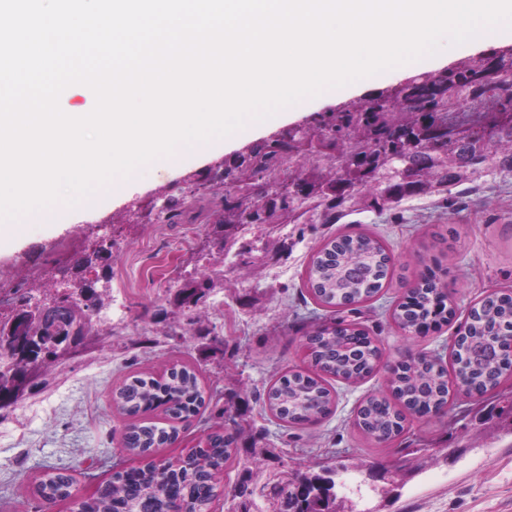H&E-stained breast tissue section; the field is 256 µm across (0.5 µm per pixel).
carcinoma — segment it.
Instances as JSON below:
<instances>
[{
    "label": "carcinoma",
    "mask_w": 512,
    "mask_h": 512,
    "mask_svg": "<svg viewBox=\"0 0 512 512\" xmlns=\"http://www.w3.org/2000/svg\"><path fill=\"white\" fill-rule=\"evenodd\" d=\"M512 57L493 54L461 60L429 80L418 75L391 90L402 110L411 114L404 122H393L394 106L382 95L351 101L334 111L324 123L316 141L320 149L306 147L291 137L288 141H264L251 153L240 156L235 167L224 169V179L236 184L226 190L224 210L234 220L222 223L223 236L216 238L222 248L238 243L248 224H256L255 213L265 210L263 223L280 212L288 213V222L334 224L361 199L369 184H378L371 206L391 208L419 193L445 195L448 205L475 189L487 178L512 174ZM493 103L483 113L486 123L467 127L462 132L448 121V113L461 101ZM316 156L336 160V172L329 181L309 176L303 164L291 171V181L304 189L295 196L293 189L277 202L252 200L239 183L245 177L272 175L287 158ZM401 157V172L384 178L390 157ZM457 192H452V189ZM392 259L384 243L369 234L340 235L324 241L311 255L306 270L310 297L329 312H340L376 297L392 279ZM84 288L73 280L62 298L54 321L61 330L77 326L91 331L93 306L77 298ZM212 288L209 278L180 289L200 301ZM455 315L448 295L437 291L434 276L425 277L420 287L403 297L393 312L400 328L409 323L420 327L447 323ZM28 331L45 336L46 352L37 363L41 372L61 365L51 350L50 326L33 323ZM462 336L455 350V380L459 390L481 400L512 377V293L489 295L471 308L461 326ZM310 350L305 368L288 369L264 390V412L293 427L318 424L329 417L334 398L327 378L357 383L377 371L382 351L377 341L359 322L340 319L316 325L304 332ZM451 393L448 369L441 361L419 354L401 368L392 371L388 392L371 394L358 406L354 425L360 433L377 443H392L404 432L409 415H426L434 408L448 405ZM239 391L224 394L222 424L208 433L202 444L185 458L173 457L157 464L129 467L115 472L100 486L96 496L83 501V512H165L172 500H182L192 512H208L218 496V476L243 465L239 443L244 428L238 420L236 400ZM116 409L132 418L162 409L167 427L132 423L123 444L136 455H151L155 449L173 444L179 435L176 423L194 416L206 402V391L198 369L191 364L171 367L157 378L144 374L128 377L112 394ZM361 465L337 462L321 467L320 475L333 485L342 484V476L357 472ZM290 473L259 474L255 485H243L234 498L231 512H274L277 497L289 492ZM39 497L65 500L70 496V476L48 474L39 480Z\"/></svg>",
    "instance_id": "cac0c4a2"
}]
</instances>
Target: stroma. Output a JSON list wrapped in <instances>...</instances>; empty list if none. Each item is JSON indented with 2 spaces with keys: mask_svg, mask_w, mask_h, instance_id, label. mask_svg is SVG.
I'll return each mask as SVG.
<instances>
[{
  "mask_svg": "<svg viewBox=\"0 0 512 512\" xmlns=\"http://www.w3.org/2000/svg\"><path fill=\"white\" fill-rule=\"evenodd\" d=\"M237 153V147L219 146L186 157L145 173L130 197L94 198L72 224H31L23 237L0 241L2 299L71 265L62 243L112 241L99 269L108 290L90 350L47 374L46 385L0 417V512H36L34 487L44 474L76 475L87 492L137 464L123 448L128 420L113 408L112 391L133 373L158 375L181 363L199 365L211 404L180 424L177 441L156 449L155 459L196 446L216 425L225 389L244 382L243 422L267 431L257 447L242 451L253 473L316 469L338 458L395 470L387 494L374 499L378 512H512V447L497 441V422L487 419L483 403L457 394L448 414L408 417L403 439L422 447L414 454L396 443L368 442L353 424L360 402L386 389L391 363L410 351L450 360L456 325L470 307L487 293L512 291V176L487 180L452 206L440 195L419 194L390 209L358 208L335 224L284 225L279 234L296 240L293 252L271 249L245 267L211 243L226 190L214 168L233 164ZM165 206L173 207L174 218L161 216ZM363 232L385 243L394 269L387 288L355 315L379 340L381 363L359 384L336 383V409L322 423L287 426L264 415L258 395L276 374L304 366L303 332L328 317L306 296L307 262L324 239ZM219 271L223 280L195 310L210 333L194 335L173 297L185 283ZM430 271L445 285L456 314L427 336L410 337L392 311L408 286ZM218 340L228 342V351L214 349Z\"/></svg>",
  "mask_w": 512,
  "mask_h": 512,
  "instance_id": "1",
  "label": "stroma"
}]
</instances>
